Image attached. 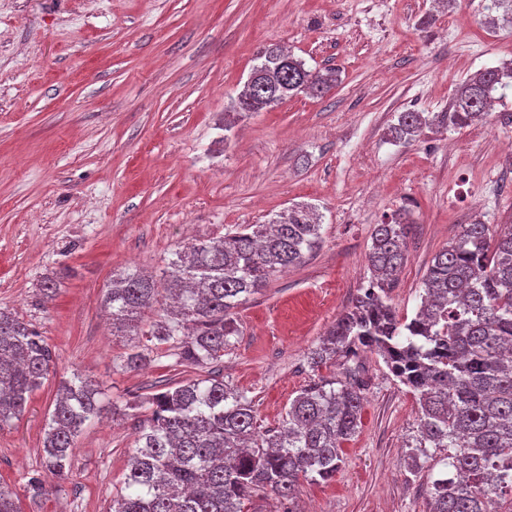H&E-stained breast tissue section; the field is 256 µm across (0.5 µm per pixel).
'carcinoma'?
<instances>
[{
    "label": "carcinoma",
    "instance_id": "1",
    "mask_svg": "<svg viewBox=\"0 0 512 512\" xmlns=\"http://www.w3.org/2000/svg\"><path fill=\"white\" fill-rule=\"evenodd\" d=\"M502 22L512 24V0H485L482 24ZM258 60L235 99L239 115L301 93L321 97L338 80L336 69H308L279 46ZM510 93L512 62L463 81L446 112L399 113L390 134L409 142L425 128L485 122ZM321 227L315 207L298 204L266 224L182 247L158 280L136 268L112 274L103 308L113 335L139 337L121 367L140 368L150 346L164 344L174 349L177 366L221 361L240 333L237 309L273 275L304 262L322 242ZM407 234L400 219L376 225L368 285L308 353L314 378L277 427L259 432L253 400L213 372L134 405L148 414L110 512H257L250 505L265 496L283 512H297L300 480L336 476L342 444L359 428L370 386L365 352L381 357L417 401L409 468L443 455L446 472L426 489L428 512H488L498 500L512 512V230L493 235L480 220L463 225L433 258L408 322L389 298L408 259ZM149 313L157 319L147 325ZM52 362L45 338L0 308V428L21 416ZM99 395L82 373L60 384L44 433L43 472L26 481L31 498L61 490L77 437L100 413Z\"/></svg>",
    "mask_w": 512,
    "mask_h": 512
}]
</instances>
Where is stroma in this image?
I'll use <instances>...</instances> for the list:
<instances>
[{
  "instance_id": "35a3bbf8",
  "label": "stroma",
  "mask_w": 512,
  "mask_h": 512,
  "mask_svg": "<svg viewBox=\"0 0 512 512\" xmlns=\"http://www.w3.org/2000/svg\"><path fill=\"white\" fill-rule=\"evenodd\" d=\"M483 0H0V307L33 324L51 373L19 420L0 428V485L22 512H109L137 437L135 397L197 377L159 346L122 369L102 298L113 273L161 277L173 251L315 206L320 247L240 307L225 384L279 425L309 384L306 364L370 272L376 225L409 213L408 260L389 297L413 317L432 258L462 225L512 228V96L488 121L387 135L399 112H444L456 86L512 61V26L482 25ZM428 26H421L424 17ZM271 45L309 68H336L321 98L294 97L225 127L258 54ZM62 281L44 300L45 278ZM359 431L328 482L304 481L305 512H426L430 467L411 473L414 395L382 358ZM98 381L61 491L31 499L61 381Z\"/></svg>"
}]
</instances>
